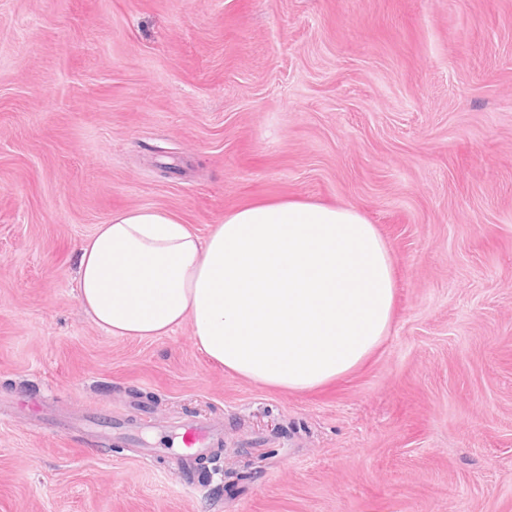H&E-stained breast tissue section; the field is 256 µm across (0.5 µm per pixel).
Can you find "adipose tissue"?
<instances>
[{"mask_svg":"<svg viewBox=\"0 0 512 512\" xmlns=\"http://www.w3.org/2000/svg\"><path fill=\"white\" fill-rule=\"evenodd\" d=\"M82 310L107 334L155 340L191 324L210 362L309 391L360 366L392 321L391 252L358 211L261 201L208 236L156 208L116 213L83 244Z\"/></svg>","mask_w":512,"mask_h":512,"instance_id":"1","label":"adipose tissue"}]
</instances>
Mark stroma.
Wrapping results in <instances>:
<instances>
[{
	"instance_id": "obj_1",
	"label": "stroma",
	"mask_w": 512,
	"mask_h": 512,
	"mask_svg": "<svg viewBox=\"0 0 512 512\" xmlns=\"http://www.w3.org/2000/svg\"><path fill=\"white\" fill-rule=\"evenodd\" d=\"M297 198L394 261L381 347L311 391L114 337L79 251ZM109 410L97 449L13 411ZM219 420L192 486L171 439ZM0 512H512V0H0Z\"/></svg>"
}]
</instances>
